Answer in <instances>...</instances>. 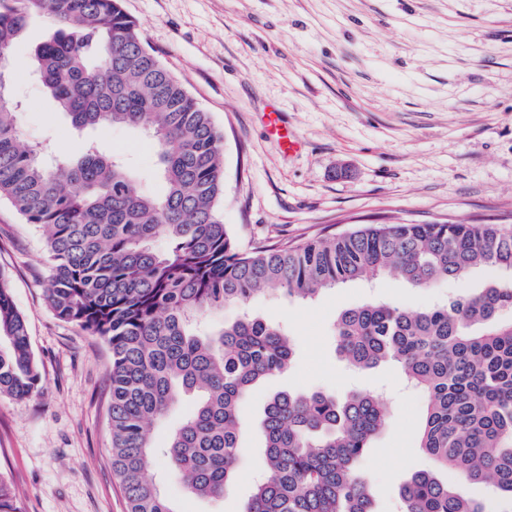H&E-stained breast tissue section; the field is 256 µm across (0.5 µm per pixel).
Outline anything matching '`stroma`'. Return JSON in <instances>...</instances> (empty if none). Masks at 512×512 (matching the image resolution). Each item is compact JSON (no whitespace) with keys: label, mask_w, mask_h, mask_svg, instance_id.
<instances>
[{"label":"stroma","mask_w":512,"mask_h":512,"mask_svg":"<svg viewBox=\"0 0 512 512\" xmlns=\"http://www.w3.org/2000/svg\"><path fill=\"white\" fill-rule=\"evenodd\" d=\"M145 45L183 84L224 137L226 228L242 250L303 242L358 224L466 220L512 224V0H123ZM35 19L12 50V91L28 140L81 139L25 67L49 33ZM281 112L302 146L285 153L262 120ZM129 157L139 191L160 195L158 159L140 130L96 131ZM0 270L24 317L42 374L39 394H0V475L22 512H127L110 463L107 414L111 353L105 342L57 319L44 288L41 235L0 201ZM505 272L413 288L387 274L350 282L314 301L274 291L248 310L285 324L295 342L286 372L250 392L234 485L222 498L186 495L157 463L152 471L176 512H242L264 468L258 422L278 391L377 393L387 422L367 472L378 512H397L414 472L433 469L419 446L425 409L395 364L366 374L334 352L341 310L376 299L407 309L475 291Z\"/></svg>","instance_id":"35a3bbf8"}]
</instances>
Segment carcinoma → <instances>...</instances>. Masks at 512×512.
Returning <instances> with one entry per match:
<instances>
[{"label":"carcinoma","instance_id":"cac0c4a2","mask_svg":"<svg viewBox=\"0 0 512 512\" xmlns=\"http://www.w3.org/2000/svg\"><path fill=\"white\" fill-rule=\"evenodd\" d=\"M38 17L53 33L36 45L32 70L57 110L77 131L143 130L167 184L163 195L139 193L136 171L94 140L72 154L24 138L9 88L12 50ZM0 199L45 241L49 309L111 350L112 470L128 512H175L148 478L159 458L189 494L223 496L241 452L244 398L293 360L284 329L249 314L200 333L209 310L245 306L269 286L308 300L385 273L429 288L482 267L512 272V226L464 220L361 224L332 237L240 250L220 215L222 134L146 48L122 0H0ZM158 238L162 250L153 246ZM505 310H512V279L430 308L372 301L337 317L336 351L349 368L390 361L427 398L418 434L435 470L403 483L401 512H485L442 471L489 482L512 502V321L501 319ZM2 337L0 393H39L26 324L0 272ZM191 392L194 411L156 446L154 421ZM385 421L384 406L368 393L272 395L260 422L265 473L242 512H377L365 462ZM0 512H20L1 476Z\"/></svg>","mask_w":512,"mask_h":512}]
</instances>
